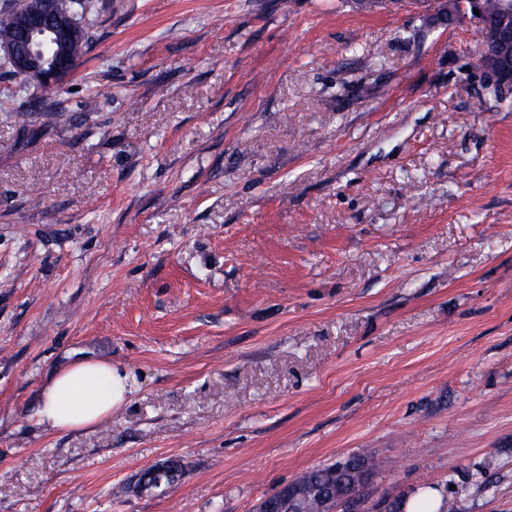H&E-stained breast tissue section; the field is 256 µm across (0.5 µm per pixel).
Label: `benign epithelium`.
Segmentation results:
<instances>
[{
  "instance_id": "obj_1",
  "label": "benign epithelium",
  "mask_w": 512,
  "mask_h": 512,
  "mask_svg": "<svg viewBox=\"0 0 512 512\" xmlns=\"http://www.w3.org/2000/svg\"><path fill=\"white\" fill-rule=\"evenodd\" d=\"M25 8L20 14L22 39L17 43L0 45V50L10 63L12 71L39 87L52 88L60 85L68 73L60 69L49 70L41 65L44 60L53 59L62 40L74 29L81 27L78 15L55 16L49 9V0H24ZM446 9L456 17H470L475 25H482L486 16L485 0H450ZM479 13H473V10ZM512 45V32L504 31L501 51L497 57L489 58L479 69L485 93L498 101L512 96V81L507 78V56ZM369 483L362 484L356 494L336 500L338 512H361V505L369 497Z\"/></svg>"
}]
</instances>
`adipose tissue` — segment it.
Masks as SVG:
<instances>
[{
    "mask_svg": "<svg viewBox=\"0 0 512 512\" xmlns=\"http://www.w3.org/2000/svg\"><path fill=\"white\" fill-rule=\"evenodd\" d=\"M127 378L105 359L83 360L57 371L45 385L37 418L56 431L96 424L124 402Z\"/></svg>",
    "mask_w": 512,
    "mask_h": 512,
    "instance_id": "obj_1",
    "label": "adipose tissue"
}]
</instances>
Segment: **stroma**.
I'll return each mask as SVG.
<instances>
[{"instance_id": "stroma-1", "label": "stroma", "mask_w": 512, "mask_h": 512, "mask_svg": "<svg viewBox=\"0 0 512 512\" xmlns=\"http://www.w3.org/2000/svg\"><path fill=\"white\" fill-rule=\"evenodd\" d=\"M89 49L27 120L0 53V512H255L384 460L512 512V106L423 0H86ZM130 392L35 418L64 365ZM178 459L164 491L128 492ZM127 381L108 360L74 362L57 371L43 388L38 423L56 431L94 425L124 402ZM363 465L371 474L382 467V461L374 456L364 455L352 457L332 465L311 468L302 472L289 482L304 494L302 509L304 512H325L326 498L311 493L315 488H324L327 484L343 486L347 493L356 491L357 474L353 473L359 465Z\"/></svg>"}]
</instances>
